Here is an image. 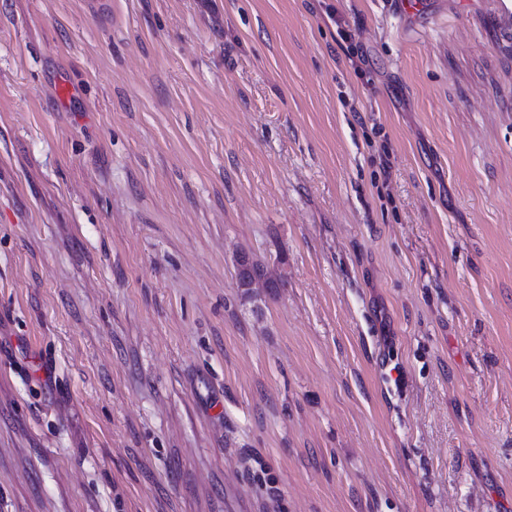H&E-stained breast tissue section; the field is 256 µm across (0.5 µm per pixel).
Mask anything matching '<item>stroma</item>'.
<instances>
[{
    "instance_id": "35a3bbf8",
    "label": "stroma",
    "mask_w": 512,
    "mask_h": 512,
    "mask_svg": "<svg viewBox=\"0 0 512 512\" xmlns=\"http://www.w3.org/2000/svg\"><path fill=\"white\" fill-rule=\"evenodd\" d=\"M0 512H512V0H0ZM261 269L253 268L251 263L242 258L238 262V288H241L242 294L247 298H257L252 288L256 280L260 278Z\"/></svg>"
}]
</instances>
